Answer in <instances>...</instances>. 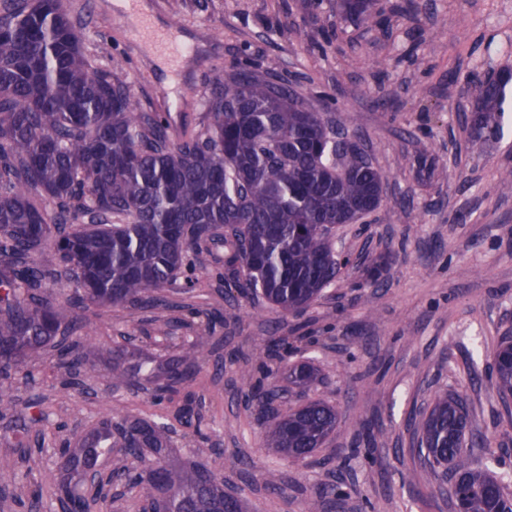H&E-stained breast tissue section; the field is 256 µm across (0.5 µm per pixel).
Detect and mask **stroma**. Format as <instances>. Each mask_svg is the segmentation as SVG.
<instances>
[{
	"mask_svg": "<svg viewBox=\"0 0 512 512\" xmlns=\"http://www.w3.org/2000/svg\"><path fill=\"white\" fill-rule=\"evenodd\" d=\"M89 2L85 52L125 81L137 106L170 113L173 127H200L209 83L250 64L287 78L315 111L345 124L381 173L384 194L369 216L336 229V252L349 262L302 315L230 288L219 241L193 255L194 286L176 279L162 307L88 305L74 337L94 350L121 347L158 367L198 345L205 361L185 391L203 416L201 434L175 403L155 400L153 382L130 389L102 364L70 388L51 347L25 356L12 398L21 411L40 397L43 418L24 430L0 420V457L22 474L0 512H22L15 497L38 491L54 502L61 444L127 414L166 423L173 462L207 465L246 512H307L325 483L342 484L346 495L323 512H451L414 434L420 413L446 391L468 402L471 455L512 472V412L491 382L486 344L512 336V185L504 181L512 83L497 137L472 139L465 121L467 78L512 69V0H375V20L363 24L340 19L336 0H143L156 25L180 27L194 48L173 79L132 39L134 24L117 15L115 0ZM191 308L200 317L189 318ZM162 319L165 338L156 333ZM282 336L288 355L263 375L258 355ZM300 361L320 374L306 390L288 382ZM262 379L279 392L268 407L248 396ZM309 400L334 406L337 428L313 457L282 460L264 446L266 410ZM271 475L280 493L266 489Z\"/></svg>",
	"mask_w": 512,
	"mask_h": 512,
	"instance_id": "1",
	"label": "stroma"
}]
</instances>
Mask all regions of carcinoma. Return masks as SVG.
I'll return each mask as SVG.
<instances>
[{"label": "carcinoma", "mask_w": 512, "mask_h": 512, "mask_svg": "<svg viewBox=\"0 0 512 512\" xmlns=\"http://www.w3.org/2000/svg\"><path fill=\"white\" fill-rule=\"evenodd\" d=\"M371 0H338L350 21L371 17ZM57 0H0V418L14 408L8 369L54 341L56 364L91 375L102 359L136 387L144 363L116 347L91 355L66 335L84 319L83 301L122 307L163 302L159 293L191 278L189 253L221 236L225 265L238 268L241 294L300 314L341 275L332 232L373 212L382 176L367 153L285 79L247 64L224 71L208 88L201 130L173 139L163 112H143L112 72L91 65L80 27ZM512 73L478 85L468 117L474 137L500 132L502 98ZM52 211L40 207L41 200ZM57 232L58 264L34 256ZM73 276L81 298L60 303L45 294ZM204 362L195 345L165 369L172 393ZM493 384L512 398V336L492 349ZM307 388L317 379L307 363L288 374ZM336 409L307 401L286 415L271 413L266 447L304 460L336 429ZM425 461L455 512H512L503 477L476 468L464 452L470 416L463 397L439 395L416 422ZM119 453L112 482L139 489L161 512H244L224 493V478L203 464L171 463L168 428L127 415L112 439V421L81 437L60 457L58 497L73 512H91L80 492L86 471ZM19 479L0 460V495Z\"/></svg>", "instance_id": "1"}]
</instances>
